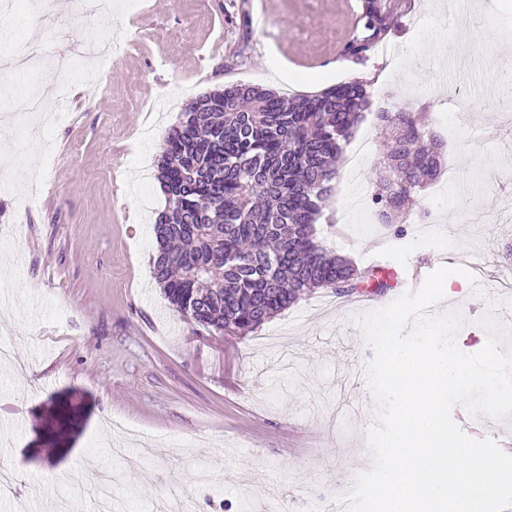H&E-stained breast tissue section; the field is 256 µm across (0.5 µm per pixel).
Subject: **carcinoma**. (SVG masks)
<instances>
[{
	"mask_svg": "<svg viewBox=\"0 0 512 512\" xmlns=\"http://www.w3.org/2000/svg\"><path fill=\"white\" fill-rule=\"evenodd\" d=\"M390 0H363L342 55L354 62L384 43ZM371 107L354 80L287 99L237 83L187 105L165 137L157 180L152 274L168 302L209 333L247 336L315 289L349 295L390 284L317 239L344 147ZM389 136L370 203L381 224L406 214L443 158L429 119L396 105L378 111Z\"/></svg>",
	"mask_w": 512,
	"mask_h": 512,
	"instance_id": "1",
	"label": "carcinoma"
}]
</instances>
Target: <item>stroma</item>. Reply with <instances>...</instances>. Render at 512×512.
I'll list each match as a JSON object with an SVG mask.
<instances>
[{"label": "stroma", "instance_id": "1", "mask_svg": "<svg viewBox=\"0 0 512 512\" xmlns=\"http://www.w3.org/2000/svg\"><path fill=\"white\" fill-rule=\"evenodd\" d=\"M110 17L73 24L76 0H55V24L27 13L4 32H33L71 55L75 43L137 32L107 70L77 61L72 75L46 65L38 95L56 112L44 136L0 137V344L27 366L0 363V467L19 474L29 512H93L82 469L116 468L112 425L127 431L145 467L117 489L128 512L170 487L194 512H332L334 495L373 464L374 419L363 384L373 352L356 321L415 289L414 269L484 263L482 295L439 304L460 310L456 341L485 345L480 318L498 301L495 274L512 247V0H479L481 25L500 40L469 37L459 0H396L390 38L399 54L362 64L340 54L360 0H112ZM372 98L426 109L446 169L420 192L404 226L365 214L338 220L371 192L385 150L375 113L355 140L370 150L361 180L339 174L316 236L361 267L389 270L374 300L317 290L245 337L209 334L175 312L152 274L154 222L165 206L155 178L167 129L186 105L235 83L311 95L345 79ZM469 119L456 124L458 110Z\"/></svg>", "mask_w": 512, "mask_h": 512}]
</instances>
